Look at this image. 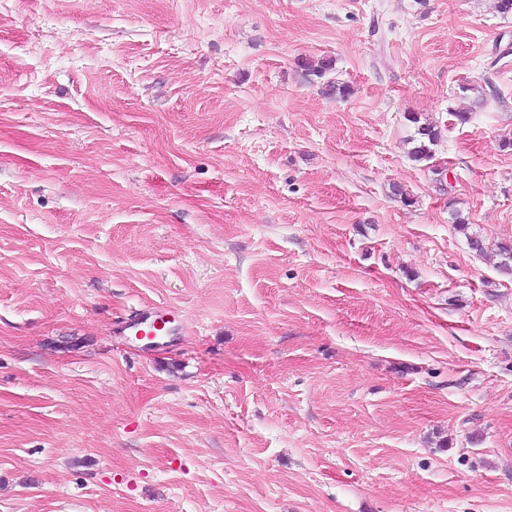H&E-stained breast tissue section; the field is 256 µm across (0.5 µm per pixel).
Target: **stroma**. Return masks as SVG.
<instances>
[{"label":"stroma","instance_id":"obj_1","mask_svg":"<svg viewBox=\"0 0 512 512\" xmlns=\"http://www.w3.org/2000/svg\"><path fill=\"white\" fill-rule=\"evenodd\" d=\"M504 243L497 0H0V512H512ZM418 139H412L417 143L412 147L410 154L416 161L427 160L432 157L431 146L435 145L439 137V132L430 124H420L417 126ZM133 319L124 323V331L135 341L155 343L163 336H171L175 332L173 320L166 315L157 314L152 308L145 307Z\"/></svg>","mask_w":512,"mask_h":512}]
</instances>
